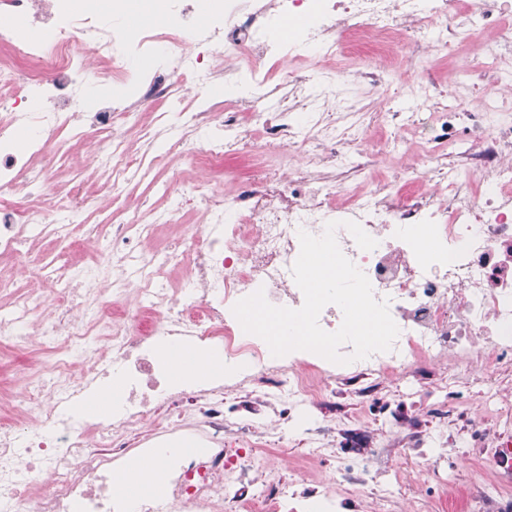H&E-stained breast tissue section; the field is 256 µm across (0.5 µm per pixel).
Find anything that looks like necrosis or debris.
<instances>
[{"mask_svg": "<svg viewBox=\"0 0 512 512\" xmlns=\"http://www.w3.org/2000/svg\"><path fill=\"white\" fill-rule=\"evenodd\" d=\"M26 15L22 31H0L15 65L0 67V255L19 261L44 292L0 304V341L39 345L52 357L51 384L30 374L14 397L27 424L0 422V512H394L407 487L447 490L461 512H484L499 502L500 479L455 486L450 445L512 448L501 417L512 414V0H224V10L198 19L197 0H164L163 26L141 30L106 18L97 0L81 14L66 0H0ZM488 33L499 47L496 76L469 110L447 104L432 80L415 99L433 110L417 123L422 158L448 181V196L408 193L383 181L351 200L330 177L336 165L372 162L359 146L366 126L336 109L332 64L372 49L378 63L356 78L385 79L403 44L455 54ZM247 54V72L223 59ZM302 53L330 62L327 82L288 72L290 95L268 83L267 67ZM121 65L136 85L106 95L98 111L77 103L110 83ZM223 79L227 105L180 115L186 136L205 138L206 158L250 152L252 131L302 156L285 169L254 168L234 194H204L191 180L181 200L137 220L110 227L103 262L79 269L31 266L23 244L34 233L67 236L49 206H20L27 187L56 197L52 171L41 160L65 150L68 138L92 139V161L110 172L107 192L153 167L146 151L130 150L119 125L138 127L146 145L159 138L162 113L143 124V102L168 98L172 80L203 87ZM38 99L32 110L26 103ZM204 194V229L187 249L135 250L173 223L182 202ZM377 240L361 249L346 222ZM342 253L369 279L376 299L389 303L399 328L392 348L349 364L308 351L273 356L245 333L234 305L256 291L269 303L296 309L304 297L292 266L299 233L322 235L327 223ZM429 229L434 247L417 238ZM185 265L181 288L158 275ZM137 293L129 310L122 301ZM188 345L203 359L219 358L224 372L203 382L174 381L170 348ZM123 389L112 417L86 413L83 402L110 379ZM475 388V406L462 407L458 386ZM356 408L375 399L413 402L430 428L409 429L383 418L380 446L336 445V397ZM309 448L318 464L334 463L335 479L297 472L276 461L285 440ZM166 474L155 491L117 490L115 475L133 464Z\"/></svg>", "mask_w": 512, "mask_h": 512, "instance_id": "necrosis-or-debris-1", "label": "necrosis or debris"}]
</instances>
